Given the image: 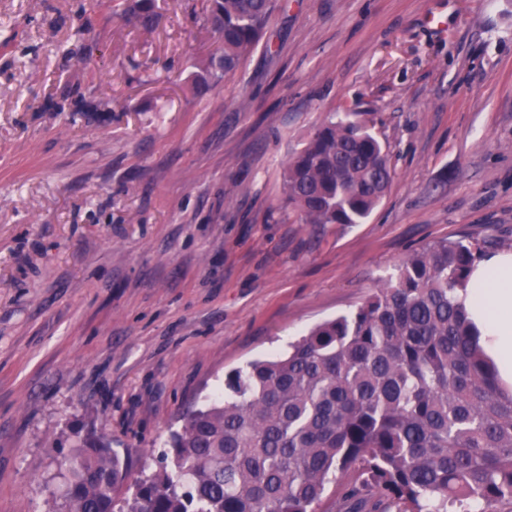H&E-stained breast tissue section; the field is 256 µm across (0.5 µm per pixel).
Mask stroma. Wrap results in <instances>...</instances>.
I'll list each match as a JSON object with an SVG mask.
<instances>
[{
	"label": "stroma",
	"mask_w": 512,
	"mask_h": 512,
	"mask_svg": "<svg viewBox=\"0 0 512 512\" xmlns=\"http://www.w3.org/2000/svg\"><path fill=\"white\" fill-rule=\"evenodd\" d=\"M0 0V512H56L75 431L152 470L225 373L354 312L413 250L512 252V0H277L205 94L201 0ZM367 112L360 224L283 208L289 157ZM127 11L132 20L145 28H152L158 23L155 0H132Z\"/></svg>",
	"instance_id": "stroma-1"
}]
</instances>
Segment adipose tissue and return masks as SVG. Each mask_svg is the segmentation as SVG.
Returning <instances> with one entry per match:
<instances>
[{"mask_svg":"<svg viewBox=\"0 0 512 512\" xmlns=\"http://www.w3.org/2000/svg\"><path fill=\"white\" fill-rule=\"evenodd\" d=\"M500 373L512 376V252L478 263L461 296Z\"/></svg>","mask_w":512,"mask_h":512,"instance_id":"1","label":"adipose tissue"}]
</instances>
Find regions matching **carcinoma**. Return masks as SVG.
Instances as JSON below:
<instances>
[{
  "mask_svg": "<svg viewBox=\"0 0 512 512\" xmlns=\"http://www.w3.org/2000/svg\"><path fill=\"white\" fill-rule=\"evenodd\" d=\"M274 0H211L220 52L193 78L209 90L258 44ZM145 28L155 0H131ZM393 178L361 112L323 122L282 173L304 224H361ZM483 246L411 252L350 316L313 327L288 354L224 376L189 412L159 469L135 479L112 442L87 433L58 462L63 512H314L338 472L357 475L338 512H483L512 500V391L499 384L457 294ZM134 488L124 508L117 493Z\"/></svg>",
  "mask_w": 512,
  "mask_h": 512,
  "instance_id": "cac0c4a2",
  "label": "carcinoma"
}]
</instances>
